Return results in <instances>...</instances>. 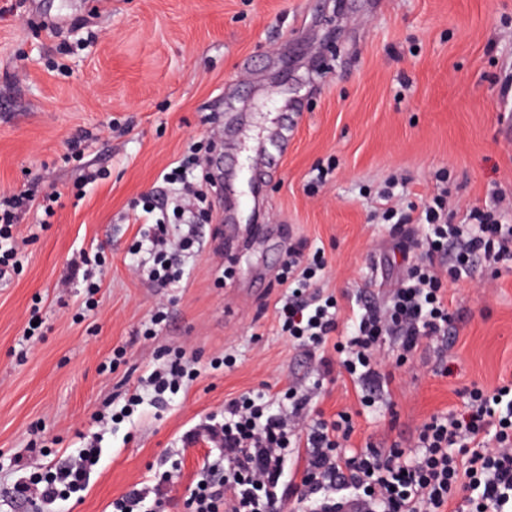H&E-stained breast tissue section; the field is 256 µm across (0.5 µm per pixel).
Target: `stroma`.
<instances>
[{
  "label": "stroma",
  "instance_id": "35a3bbf8",
  "mask_svg": "<svg viewBox=\"0 0 512 512\" xmlns=\"http://www.w3.org/2000/svg\"><path fill=\"white\" fill-rule=\"evenodd\" d=\"M508 102L512 0H0V194L55 199L49 217L27 208L22 263L0 277V512H34L10 495L16 456L66 458L102 415L115 418L102 457L62 512H111L171 456L168 512H186L209 447L184 434L225 399L276 398L316 378L277 327L289 244L324 248L318 285L343 308L354 296L381 302L402 257L424 254L375 214L388 180L416 205L448 190L455 223L505 202L512 224ZM283 128L291 147L258 181L259 148ZM214 130L224 193L199 225L189 276L157 287L130 269L135 212ZM318 167L330 171L320 186ZM96 169L102 179L82 186ZM91 248L105 259L92 310L81 287L63 285ZM448 302L447 336L389 363L372 406L342 375L312 411H350L352 446L383 451L462 408L465 389L512 381V261L475 259ZM160 308L167 318L152 326ZM164 349L186 350L196 378L120 417ZM222 355L232 366L213 369Z\"/></svg>",
  "mask_w": 512,
  "mask_h": 512
}]
</instances>
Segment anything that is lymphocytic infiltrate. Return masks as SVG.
<instances>
[{
  "instance_id": "obj_1",
  "label": "lymphocytic infiltrate",
  "mask_w": 512,
  "mask_h": 512,
  "mask_svg": "<svg viewBox=\"0 0 512 512\" xmlns=\"http://www.w3.org/2000/svg\"><path fill=\"white\" fill-rule=\"evenodd\" d=\"M199 165L193 151L164 174V183L174 188V207L208 204V187L194 178ZM380 199L392 233L418 224L424 258L409 263L384 305L359 302L353 329L344 335L335 296L312 287L327 266L323 251L306 252L301 243L289 247L279 276L288 290L277 309L278 323L282 335L315 357L318 380L312 389L289 390L287 405L279 409L259 393L225 400L220 414L188 431L187 442L205 437L217 453L185 500L188 512H281L286 493L296 491L308 500V512H346L351 503L362 504L363 512H512V385L468 390L463 410L432 416L405 450L351 448L349 412L309 415L314 391L335 370L370 391L383 389L389 381L383 344L393 342L406 359L425 339L447 335L448 282L471 278L475 258L493 264L512 259V225L499 223L493 211L472 209L455 224L448 219L447 192L432 196L415 216L404 210L393 186H386ZM23 204L19 195L0 199L1 275L19 265ZM194 245L193 227L173 237L159 218L132 254L137 269L165 287L180 282L178 257ZM192 374L191 360L180 350L145 382L160 401ZM101 455V438L94 433L44 474L19 459L15 500L36 501L54 512L57 501L87 489ZM174 482V475L165 474L154 485L132 489L113 502V512H160Z\"/></svg>"
}]
</instances>
